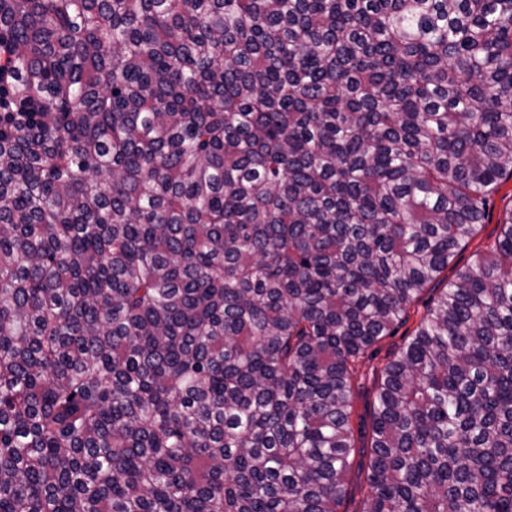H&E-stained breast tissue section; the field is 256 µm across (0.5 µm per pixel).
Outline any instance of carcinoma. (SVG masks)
Segmentation results:
<instances>
[{
	"label": "carcinoma",
	"mask_w": 512,
	"mask_h": 512,
	"mask_svg": "<svg viewBox=\"0 0 512 512\" xmlns=\"http://www.w3.org/2000/svg\"><path fill=\"white\" fill-rule=\"evenodd\" d=\"M0 512H338L353 376L512 178V0H0ZM364 512H512V205L381 371Z\"/></svg>",
	"instance_id": "obj_1"
}]
</instances>
